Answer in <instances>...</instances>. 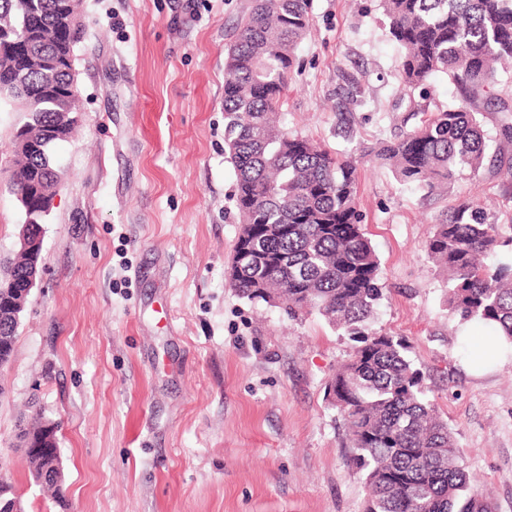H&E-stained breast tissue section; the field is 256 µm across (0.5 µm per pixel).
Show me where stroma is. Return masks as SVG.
Masks as SVG:
<instances>
[{"mask_svg":"<svg viewBox=\"0 0 512 512\" xmlns=\"http://www.w3.org/2000/svg\"><path fill=\"white\" fill-rule=\"evenodd\" d=\"M250 0H82L77 133L44 224L39 283L0 368V479L25 512H363L367 490L327 393L355 344L317 315L240 298L239 228L224 154V61ZM281 125L358 166L357 205L387 289L376 331L406 356L494 512H512V356L481 371L425 243L480 200L512 237L490 170L426 199L367 149L418 126L379 0H312ZM362 97L339 113L340 73ZM23 222L0 190V258ZM59 424L67 508L13 446L31 400Z\"/></svg>","mask_w":512,"mask_h":512,"instance_id":"1","label":"stroma"}]
</instances>
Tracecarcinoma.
<instances>
[{
  "label": "carcinoma",
  "mask_w": 512,
  "mask_h": 512,
  "mask_svg": "<svg viewBox=\"0 0 512 512\" xmlns=\"http://www.w3.org/2000/svg\"><path fill=\"white\" fill-rule=\"evenodd\" d=\"M80 2L0 0V110L25 114L13 136L8 187L30 224L44 223L45 200L63 178L53 146L77 125L78 100L69 88L76 84ZM310 2L251 0L227 48L224 142L240 217L229 286L291 318L315 313L356 342L331 379L330 395L365 480L364 512H491L404 342L373 329L385 286L356 206V163L280 125L279 103L298 67ZM381 7L401 48L400 86L423 89L442 75L456 102L432 111L414 104L430 116L382 143L375 160L426 197L485 168L512 183V85L500 82L512 68V0H381ZM502 245L498 225L467 201L433 225L426 253L446 275L451 313L496 328L512 346V263H492ZM48 424L34 400L16 433L35 482L41 462L26 445Z\"/></svg>",
  "instance_id": "obj_1"
}]
</instances>
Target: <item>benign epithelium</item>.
Listing matches in <instances>:
<instances>
[{
	"label": "benign epithelium",
	"instance_id": "benign-epithelium-1",
	"mask_svg": "<svg viewBox=\"0 0 512 512\" xmlns=\"http://www.w3.org/2000/svg\"><path fill=\"white\" fill-rule=\"evenodd\" d=\"M22 248L25 256L22 277L0 278V295L5 297L0 319L13 327L19 324V315L31 291L37 286L38 257L42 250L43 228L39 224H24L21 231Z\"/></svg>",
	"mask_w": 512,
	"mask_h": 512
}]
</instances>
